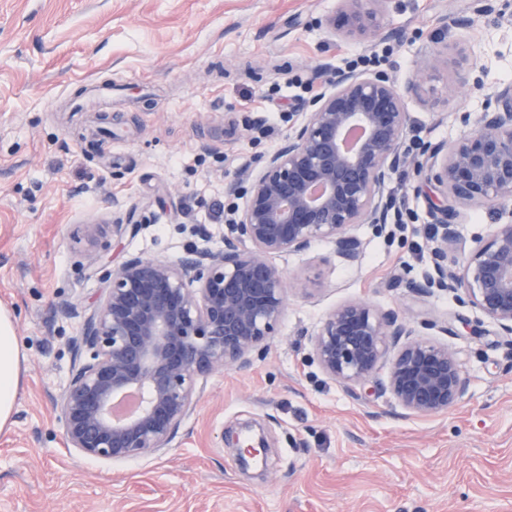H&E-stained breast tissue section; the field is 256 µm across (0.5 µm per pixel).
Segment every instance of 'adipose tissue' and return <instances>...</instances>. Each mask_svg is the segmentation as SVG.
<instances>
[{
    "instance_id": "1",
    "label": "adipose tissue",
    "mask_w": 512,
    "mask_h": 512,
    "mask_svg": "<svg viewBox=\"0 0 512 512\" xmlns=\"http://www.w3.org/2000/svg\"><path fill=\"white\" fill-rule=\"evenodd\" d=\"M24 354L12 313L0 308V431L8 428L22 384Z\"/></svg>"
}]
</instances>
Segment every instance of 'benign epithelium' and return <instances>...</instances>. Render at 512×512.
I'll return each mask as SVG.
<instances>
[{"instance_id":"benign-epithelium-1","label":"benign epithelium","mask_w":512,"mask_h":512,"mask_svg":"<svg viewBox=\"0 0 512 512\" xmlns=\"http://www.w3.org/2000/svg\"><path fill=\"white\" fill-rule=\"evenodd\" d=\"M339 2L329 20L338 35L366 42L393 36L384 0ZM425 78L419 71L400 88L378 73H337L249 177L224 248L196 245L174 261L134 256L105 274L109 288L83 317L71 377L57 399L66 448L115 462L168 448L194 407L195 377L249 366L277 335L289 281L273 258L328 241L344 261L358 263L362 242L351 230L370 224L381 232L398 216L403 202L385 188L406 165L441 197L429 269L411 291L451 294L512 347V223L497 225L468 252L455 223L458 205L496 209L512 201V84L492 91L476 130L411 156L408 98ZM434 329L456 334L435 321L416 327L359 298L331 310L309 344L323 373L350 395L387 392L406 414L432 416L448 412L468 389L455 352L423 338ZM134 393L136 410L115 416L116 401ZM243 443L241 465L256 466L264 437L248 433Z\"/></svg>"}]
</instances>
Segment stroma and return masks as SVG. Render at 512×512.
Listing matches in <instances>:
<instances>
[{
    "instance_id": "stroma-1",
    "label": "stroma",
    "mask_w": 512,
    "mask_h": 512,
    "mask_svg": "<svg viewBox=\"0 0 512 512\" xmlns=\"http://www.w3.org/2000/svg\"><path fill=\"white\" fill-rule=\"evenodd\" d=\"M337 0H0V306L15 317L26 363L13 421L0 433V512H512L511 356L482 338L432 332L462 366L468 391L448 412L413 417L390 394L352 397L309 358V336L353 298L406 319L480 322L451 295L415 296L436 245L439 195L402 168L388 193L401 224H360L356 265L334 243L277 257L291 292L278 336L249 367L199 377L192 413L160 455L111 463L66 448L55 401L73 364L80 316L96 307L99 270L141 255L171 258L224 245V183L257 172L300 122L295 77L324 90L352 50L378 54L398 86L427 70L409 98L407 140L449 142L476 130L488 93L512 83V0H384L395 38L334 35ZM462 14L471 28L445 27ZM448 48L467 66L429 69ZM112 84L100 104L124 141L87 137L70 111L84 84ZM133 215L136 235L115 236ZM512 222V205L460 208L462 244ZM261 429L264 471L242 470L233 439Z\"/></svg>"
}]
</instances>
